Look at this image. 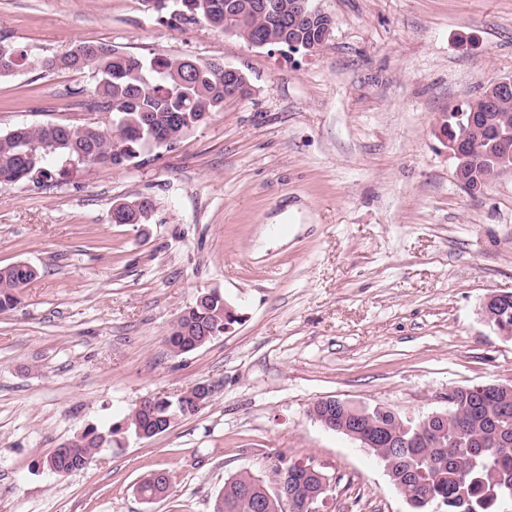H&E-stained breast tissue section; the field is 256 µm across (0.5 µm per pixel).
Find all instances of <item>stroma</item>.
Here are the masks:
<instances>
[{
  "mask_svg": "<svg viewBox=\"0 0 512 512\" xmlns=\"http://www.w3.org/2000/svg\"><path fill=\"white\" fill-rule=\"evenodd\" d=\"M315 52L256 47L146 0H0V36L41 56L98 41L240 70L250 92L174 150L0 184V266L38 277L0 312V512H211L227 478L277 459L328 477L323 512H409L381 461L310 410L333 397L405 418L448 389L512 378V338L482 318L512 292V173L478 196L454 179L444 115L512 77V0H311ZM83 96H74V89ZM88 74L0 78V131L107 123ZM151 198L145 224L119 199ZM241 318L199 350L165 338L201 291ZM204 381L212 397L149 440L119 436L85 469L38 467L142 398ZM169 495L142 502L147 473Z\"/></svg>",
  "mask_w": 512,
  "mask_h": 512,
  "instance_id": "obj_1",
  "label": "stroma"
}]
</instances>
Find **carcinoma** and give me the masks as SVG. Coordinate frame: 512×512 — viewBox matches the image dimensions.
<instances>
[{
	"label": "carcinoma",
	"instance_id": "obj_1",
	"mask_svg": "<svg viewBox=\"0 0 512 512\" xmlns=\"http://www.w3.org/2000/svg\"><path fill=\"white\" fill-rule=\"evenodd\" d=\"M157 11H172L185 21H203L217 30L228 27L248 41L258 33L279 38L270 20L254 12V0H234L235 16L224 19L225 0H145ZM24 66L49 71L88 74L94 81L88 108L111 117L109 124L96 122L74 125L49 121L18 125L0 131V184L50 186L69 174L66 165L112 168L140 164L155 150L173 149L191 129L224 110V65L208 63L189 72L184 58L154 57L119 52L102 42H80L70 50L40 57L32 50L0 37V78L15 74ZM153 201L136 198L125 201L118 219L123 224H145L153 212ZM37 268L25 262L0 267V312L14 309L21 288L37 277ZM230 300L222 292L196 299L172 325L166 343L177 354L200 349V344L224 333V327L239 322L228 309ZM453 411L457 418L422 428L424 417L411 420L393 411L368 410L361 429L383 426L411 439L407 448H372L370 452L393 473L390 480L405 497L410 512H500V505L512 502V446L499 444V427L512 425V393L488 390L479 394L455 388ZM178 401L159 399L155 405H135L121 421L106 430L85 431L80 445L67 453L53 454L55 464L69 468L80 459L95 457L112 445L117 434H135L140 427L166 424L187 416ZM291 480L303 478V491L314 492L318 478L304 466L288 465ZM279 477L272 470L266 480L243 470L224 481L212 512H283L279 498H269L265 489Z\"/></svg>",
	"mask_w": 512,
	"mask_h": 512
}]
</instances>
